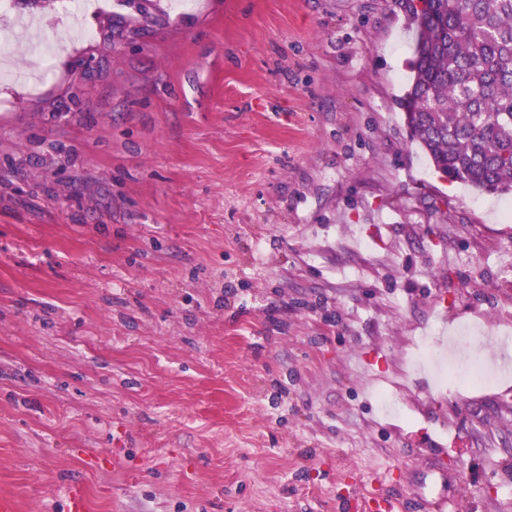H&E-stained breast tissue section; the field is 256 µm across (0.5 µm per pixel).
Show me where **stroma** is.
Masks as SVG:
<instances>
[{
    "label": "stroma",
    "instance_id": "35a3bbf8",
    "mask_svg": "<svg viewBox=\"0 0 512 512\" xmlns=\"http://www.w3.org/2000/svg\"><path fill=\"white\" fill-rule=\"evenodd\" d=\"M175 2L0 11L59 47L0 43V498L512 512V375L413 346L496 353L512 197L412 143L405 0ZM483 348L484 336L479 329H471L456 336H448V362L454 366L456 377L474 385L482 383L483 372L468 363L466 354L472 350Z\"/></svg>",
    "mask_w": 512,
    "mask_h": 512
}]
</instances>
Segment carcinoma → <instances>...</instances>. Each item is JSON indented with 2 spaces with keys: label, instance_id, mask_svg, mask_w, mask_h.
I'll return each mask as SVG.
<instances>
[{
  "label": "carcinoma",
  "instance_id": "carcinoma-1",
  "mask_svg": "<svg viewBox=\"0 0 512 512\" xmlns=\"http://www.w3.org/2000/svg\"><path fill=\"white\" fill-rule=\"evenodd\" d=\"M419 2L410 138L448 178L512 194V0Z\"/></svg>",
  "mask_w": 512,
  "mask_h": 512
}]
</instances>
